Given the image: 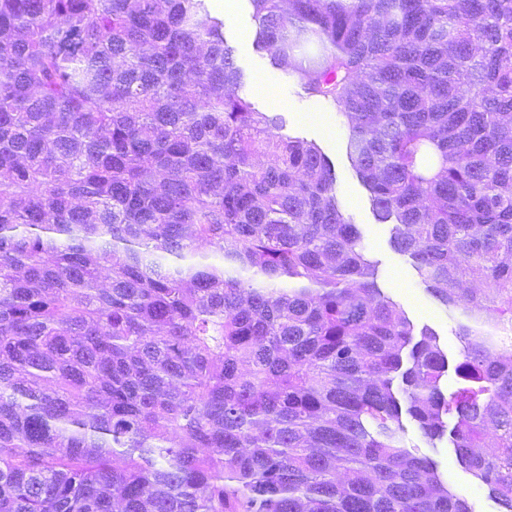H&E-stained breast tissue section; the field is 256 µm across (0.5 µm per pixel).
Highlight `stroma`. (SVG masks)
Listing matches in <instances>:
<instances>
[{
  "label": "stroma",
  "instance_id": "1",
  "mask_svg": "<svg viewBox=\"0 0 512 512\" xmlns=\"http://www.w3.org/2000/svg\"><path fill=\"white\" fill-rule=\"evenodd\" d=\"M222 0H208L212 15L224 21V32L235 49L238 65L249 81L242 89L254 106L264 112L280 113L285 119L286 134L315 141L331 160L336 176V193L345 214L363 232L367 256L378 269V283L400 306L416 328H430L448 355L450 364L460 359L461 343L456 335L460 309H450L437 302L417 276L411 259L390 245L392 227L378 223L372 213L368 193L357 178L346 155L348 125L344 117L320 109L315 99L305 93L279 86V70L270 66L267 57L256 51L257 27L251 18L247 0H234L232 11H224ZM402 435L407 445H415L433 459L443 479L474 512H498V506L485 488L474 484L457 462L447 440L428 441L412 420H405Z\"/></svg>",
  "mask_w": 512,
  "mask_h": 512
}]
</instances>
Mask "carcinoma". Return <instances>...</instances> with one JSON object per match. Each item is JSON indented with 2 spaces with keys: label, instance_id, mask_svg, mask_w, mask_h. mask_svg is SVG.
<instances>
[{
  "label": "carcinoma",
  "instance_id": "cac0c4a2",
  "mask_svg": "<svg viewBox=\"0 0 512 512\" xmlns=\"http://www.w3.org/2000/svg\"><path fill=\"white\" fill-rule=\"evenodd\" d=\"M250 4L460 386L205 0H0V512H471L405 415L512 512V0ZM207 1L212 15L224 20V33L235 49L238 65L249 77L242 88L254 106L263 112L280 113L285 119L283 133L314 140L331 160L336 176V193L345 214L363 232V246L367 256L378 269V283L383 291L400 306L417 330L430 328L448 354V377L444 391L448 397L458 387L455 366L460 359L461 342L456 336V319L462 316L459 308L449 309L437 302L421 282L411 259L395 251L390 245L392 224H379L372 213L368 193L357 178L346 155L348 125L338 112H324L313 98H308L300 87L291 90L293 78L283 70L269 65L267 57L256 51L254 41L257 27L251 18L247 0ZM288 78L290 90L279 86L278 77ZM260 80L264 92L256 89ZM282 105H275V101Z\"/></svg>",
  "mask_w": 512,
  "mask_h": 512
}]
</instances>
